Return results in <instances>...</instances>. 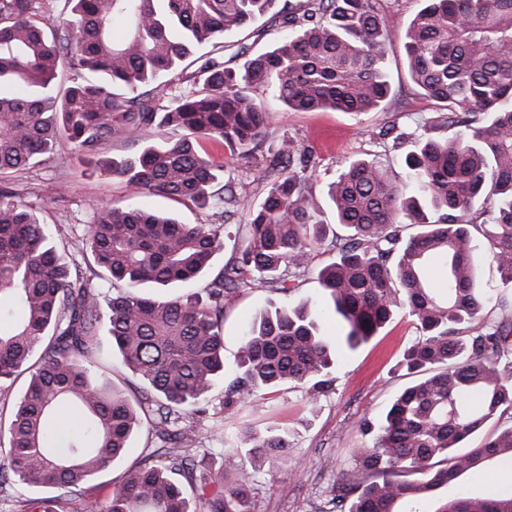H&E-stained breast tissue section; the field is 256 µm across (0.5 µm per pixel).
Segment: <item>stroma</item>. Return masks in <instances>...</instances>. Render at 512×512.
Listing matches in <instances>:
<instances>
[{"label": "stroma", "mask_w": 512, "mask_h": 512, "mask_svg": "<svg viewBox=\"0 0 512 512\" xmlns=\"http://www.w3.org/2000/svg\"><path fill=\"white\" fill-rule=\"evenodd\" d=\"M381 11L392 15L394 33L386 46L385 64L392 81V95L385 110L351 114L333 110L302 112L287 108L280 100L267 96L263 106L271 122L268 137L260 150L272 156L278 143L294 141L310 159L306 175L314 191L326 196L337 162L355 158L389 162L395 175H403L400 155L385 152L382 132L389 126L418 127L436 116L435 103L417 93L409 75L402 34L421 7V0H379ZM279 19L267 16L243 32L226 34L223 59H230L240 48L253 51L269 48L283 34ZM86 159L68 141H60L52 155L39 164L0 175V190L33 207L48 228L53 244L77 270H85L83 239L101 207L112 203L134 202L149 209L173 213L185 224H211L224 240L223 251L216 254L208 270L216 275L233 256L238 245L234 235L244 214L223 222L215 207H198L162 195L142 194L130 197L126 182L112 174L88 176ZM331 260L326 248L313 250L310 272L305 281L288 295L265 288L242 291L224 313V375L210 393L213 405L224 400V391L236 369L240 336L244 326L273 306L307 305L318 309L323 302L317 272ZM419 336L414 318L398 312L394 319L358 349H340L332 370L331 389L308 405L300 384L288 382L258 390L249 403L237 407L232 419H190L197 447L207 449L214 468L224 462L229 439L249 431L264 434L272 426L287 428L291 447L286 457L267 463L262 472L251 475L252 512H321L337 478L346 471L354 448L371 446V437L363 435L358 424L367 419L379 422L394 398L413 376L398 366L405 348ZM146 443L145 433H137L132 450L104 472L84 484L79 491L59 501L58 512H100L109 493L125 471L138 460L137 451ZM495 486L486 478L469 475L462 486H448V496L463 491L478 497L497 489L512 493V457L501 459L492 470Z\"/></svg>", "instance_id": "stroma-1"}]
</instances>
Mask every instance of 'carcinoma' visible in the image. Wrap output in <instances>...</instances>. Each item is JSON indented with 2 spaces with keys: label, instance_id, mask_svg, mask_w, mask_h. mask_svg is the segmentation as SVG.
<instances>
[{
  "label": "carcinoma",
  "instance_id": "carcinoma-1",
  "mask_svg": "<svg viewBox=\"0 0 512 512\" xmlns=\"http://www.w3.org/2000/svg\"><path fill=\"white\" fill-rule=\"evenodd\" d=\"M69 17L51 28L40 0H0V173L39 162L66 139L89 158L100 142H128L133 156L96 162L91 174L126 178L137 194L206 205L224 166L201 154L203 140L224 143L231 167L253 164L267 188L252 207L224 183V219L246 210L237 256L203 293L155 296L141 286L202 278L224 241L211 224H182L137 205L97 212L84 260L111 288L71 272L32 207L0 191V394L22 373L30 380L0 430V486L53 488L24 501V512H56L130 450L142 422L160 446L129 471L105 512H252L245 465L288 452V431L249 434L212 470L191 428H171L205 412L224 372V311L250 288L286 294L308 272L312 249L330 242L335 258L317 273L344 324L350 349L405 309L420 329L399 367L417 380L393 400L385 420L359 430L356 448L325 512H512V495L471 498L435 492L512 456V426L475 447L463 442L512 409V316L487 319L481 262L512 283V0H423L403 32L411 81L439 111L434 127H461L457 138L419 135L406 152V177L380 162L339 164L327 195L344 234L328 238L324 207L304 172V150L281 143L272 162L255 156L273 95L301 111L362 113L390 94L384 68L391 18L378 0H65ZM286 34L269 49L228 66L199 56L192 88L163 104L165 72L198 47L271 11ZM77 79L64 85L59 72ZM177 130L145 141L142 132ZM420 227L402 235L403 225ZM149 390L130 400L101 371L99 332ZM45 350H40V347ZM332 340L305 307L260 314L241 336L224 414L257 386L329 387ZM75 421L58 435V409ZM193 484L189 499L177 481Z\"/></svg>",
  "mask_w": 512,
  "mask_h": 512
}]
</instances>
